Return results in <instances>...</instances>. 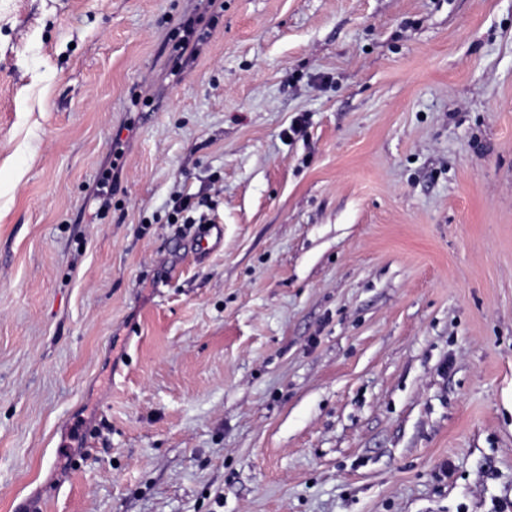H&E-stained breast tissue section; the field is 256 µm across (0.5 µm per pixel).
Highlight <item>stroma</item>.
I'll use <instances>...</instances> for the list:
<instances>
[{
  "label": "stroma",
  "mask_w": 512,
  "mask_h": 512,
  "mask_svg": "<svg viewBox=\"0 0 512 512\" xmlns=\"http://www.w3.org/2000/svg\"><path fill=\"white\" fill-rule=\"evenodd\" d=\"M502 502L512 0H0V512Z\"/></svg>",
  "instance_id": "1"
}]
</instances>
